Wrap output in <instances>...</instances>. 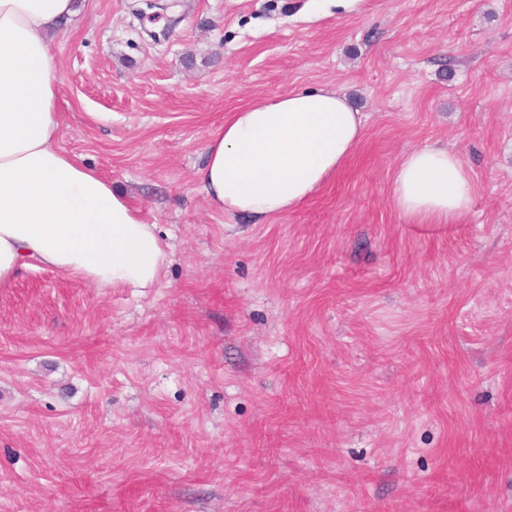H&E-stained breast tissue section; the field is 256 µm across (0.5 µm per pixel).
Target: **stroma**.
Returning <instances> with one entry per match:
<instances>
[{"label":"stroma","mask_w":512,"mask_h":512,"mask_svg":"<svg viewBox=\"0 0 512 512\" xmlns=\"http://www.w3.org/2000/svg\"><path fill=\"white\" fill-rule=\"evenodd\" d=\"M136 4L56 37L58 145L167 262L0 288V512H512V0ZM323 85L367 117L345 167L274 218L213 208L225 113ZM425 145L471 173L462 223L392 204Z\"/></svg>","instance_id":"35a3bbf8"}]
</instances>
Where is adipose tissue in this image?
<instances>
[{
    "instance_id": "obj_1",
    "label": "adipose tissue",
    "mask_w": 512,
    "mask_h": 512,
    "mask_svg": "<svg viewBox=\"0 0 512 512\" xmlns=\"http://www.w3.org/2000/svg\"><path fill=\"white\" fill-rule=\"evenodd\" d=\"M80 7L79 0H0V288L37 265L139 293L166 263L156 225L58 146L54 38ZM365 122L327 85L256 98L231 111L208 142L202 190L227 215L266 219L296 209L354 154ZM474 191L456 153L424 146L402 157L391 199L412 223L456 224Z\"/></svg>"
}]
</instances>
